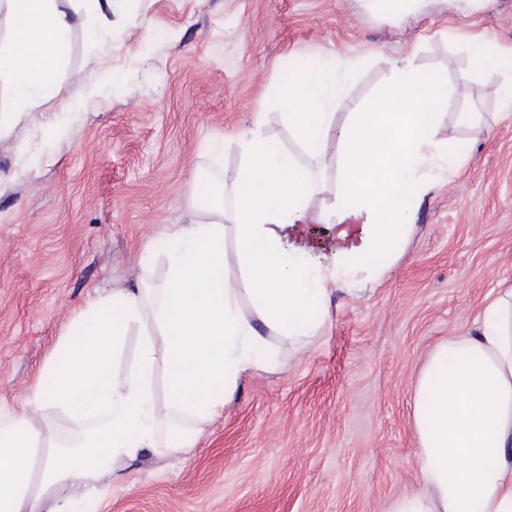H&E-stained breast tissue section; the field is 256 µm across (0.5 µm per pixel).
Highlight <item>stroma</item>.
<instances>
[{
  "label": "stroma",
  "instance_id": "1",
  "mask_svg": "<svg viewBox=\"0 0 512 512\" xmlns=\"http://www.w3.org/2000/svg\"><path fill=\"white\" fill-rule=\"evenodd\" d=\"M476 27L512 46V0L471 16L421 0L399 26L373 0H126L97 35L72 28L40 106L0 136L1 409L24 403L88 299L164 281L162 225L223 206L243 135L308 164L286 74L349 64L338 124L379 97L391 61L442 74L438 149L454 168L432 173L400 257L362 298L333 296L303 355L243 376L190 447L116 462L106 494L57 497L96 512H388L420 489L416 377L512 286V107L463 43Z\"/></svg>",
  "mask_w": 512,
  "mask_h": 512
}]
</instances>
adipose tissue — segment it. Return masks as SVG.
Instances as JSON below:
<instances>
[{"label":"adipose tissue","instance_id":"ef3b65f1","mask_svg":"<svg viewBox=\"0 0 512 512\" xmlns=\"http://www.w3.org/2000/svg\"><path fill=\"white\" fill-rule=\"evenodd\" d=\"M0 10L11 23L0 70L30 107L54 81L76 16L60 0H0ZM467 45L479 67L501 76L511 104L512 48L490 50L481 31ZM392 77L381 100L339 127L325 111L341 90L331 71L288 86V122L303 150L322 160L332 143L342 147L339 191L325 212L308 209L318 186L310 170L271 142L242 137L229 206L205 223L162 227L176 244L167 281L87 302L79 335L51 356V390L33 387L20 408L0 415V512H71L56 487L94 494L111 482L117 459L178 449L165 428L216 418L241 376L277 358L272 337L303 354L333 295L362 297L380 261L398 258L441 163L435 135L448 89L408 62H393ZM114 304L116 318L105 312ZM132 329L142 338L138 360L120 372L114 361ZM159 369L162 401L153 391ZM213 384L219 393L200 401ZM52 403L74 418L63 442L48 429ZM413 429L424 489L391 512H512V288L499 289L473 331L431 352L415 383Z\"/></svg>","mask_w":512,"mask_h":512}]
</instances>
